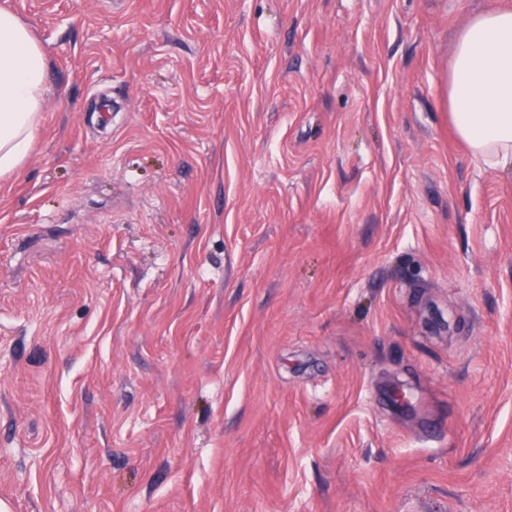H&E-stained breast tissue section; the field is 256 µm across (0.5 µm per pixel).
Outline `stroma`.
Masks as SVG:
<instances>
[{
  "label": "stroma",
  "instance_id": "obj_1",
  "mask_svg": "<svg viewBox=\"0 0 512 512\" xmlns=\"http://www.w3.org/2000/svg\"><path fill=\"white\" fill-rule=\"evenodd\" d=\"M2 7L55 91L0 185V505L512 512V169L448 109L512 0Z\"/></svg>",
  "mask_w": 512,
  "mask_h": 512
}]
</instances>
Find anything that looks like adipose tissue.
<instances>
[{"label": "adipose tissue", "instance_id": "1", "mask_svg": "<svg viewBox=\"0 0 512 512\" xmlns=\"http://www.w3.org/2000/svg\"><path fill=\"white\" fill-rule=\"evenodd\" d=\"M50 64L30 28L0 9V181L30 158L53 86ZM458 137L492 168L512 166V10L475 14L459 32L448 75Z\"/></svg>", "mask_w": 512, "mask_h": 512}]
</instances>
